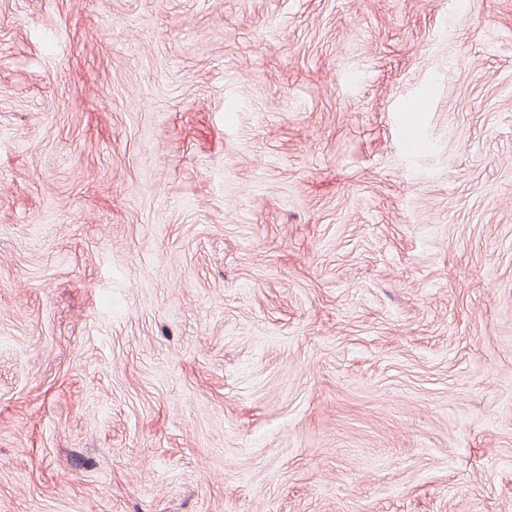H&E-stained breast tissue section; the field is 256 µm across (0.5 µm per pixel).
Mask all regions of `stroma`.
Masks as SVG:
<instances>
[{
    "mask_svg": "<svg viewBox=\"0 0 512 512\" xmlns=\"http://www.w3.org/2000/svg\"><path fill=\"white\" fill-rule=\"evenodd\" d=\"M0 512H512V0H0Z\"/></svg>",
    "mask_w": 512,
    "mask_h": 512,
    "instance_id": "35a3bbf8",
    "label": "stroma"
}]
</instances>
